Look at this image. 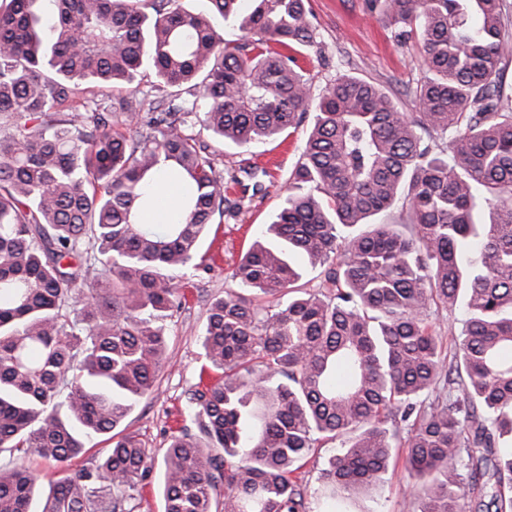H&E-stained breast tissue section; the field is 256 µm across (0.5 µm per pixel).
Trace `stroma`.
<instances>
[{
  "mask_svg": "<svg viewBox=\"0 0 512 512\" xmlns=\"http://www.w3.org/2000/svg\"><path fill=\"white\" fill-rule=\"evenodd\" d=\"M308 5L316 42L298 53L297 59L314 88L325 87L337 74L356 72L390 89L404 112L417 111L415 90L423 64L419 46L393 41L387 18L382 12L369 11L366 0H309ZM306 132L302 125L283 139L239 148L197 129L199 140L225 177L251 166L259 173L262 189L253 194L244 192L240 185L231 186L229 196L240 200L241 207L225 216L223 223L212 225L201 245L211 265L190 273L181 289V305L169 311L164 321L166 360L156 391L140 401L124 422L146 447H166L171 431L183 425L188 395L198 383L204 364L199 338L208 305L230 286L229 274L241 252L262 225L273 220ZM414 499L405 461L400 458L390 465L382 483L349 503L348 508L350 512H410Z\"/></svg>",
  "mask_w": 512,
  "mask_h": 512,
  "instance_id": "1",
  "label": "stroma"
}]
</instances>
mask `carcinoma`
<instances>
[{"mask_svg":"<svg viewBox=\"0 0 512 512\" xmlns=\"http://www.w3.org/2000/svg\"><path fill=\"white\" fill-rule=\"evenodd\" d=\"M0 0V456L68 474L41 512H135L162 458L164 512H311L295 473L324 442L323 512L378 485L406 452L417 512H508L512 500V53L505 0H369L394 39L422 45L419 111L342 73L314 93L293 52L315 43L307 0ZM235 25L226 43L213 16ZM151 68L166 112L122 118L79 83L127 86ZM79 100L64 120L47 113ZM204 101L199 110L198 101ZM312 114L288 193L207 313L213 380L198 431L162 455L119 429L156 390L161 322L199 268L208 225L239 204L190 130L274 140ZM166 169L179 217L143 224ZM402 204L399 221L372 217ZM100 265L87 292L64 263ZM297 255L304 263H296ZM319 271L317 289L302 283ZM464 308L451 358L431 309ZM112 446L74 460L91 435ZM36 478L0 465V512H31ZM481 487L463 507L461 485Z\"/></svg>","mask_w":512,"mask_h":512,"instance_id":"cac0c4a2","label":"carcinoma"}]
</instances>
